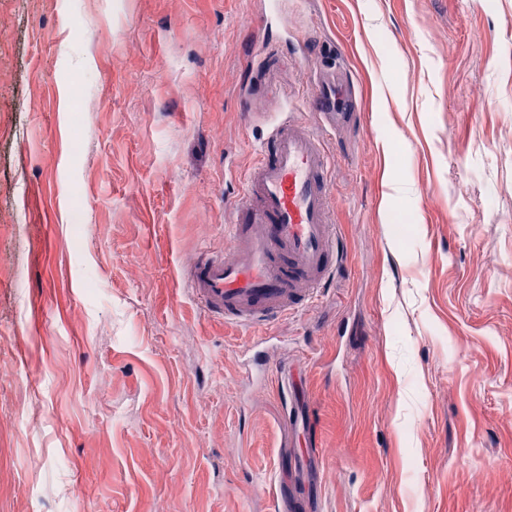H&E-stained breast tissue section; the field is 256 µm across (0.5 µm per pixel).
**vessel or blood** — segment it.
<instances>
[{"label": "vessel or blood", "mask_w": 512, "mask_h": 512, "mask_svg": "<svg viewBox=\"0 0 512 512\" xmlns=\"http://www.w3.org/2000/svg\"><path fill=\"white\" fill-rule=\"evenodd\" d=\"M263 103L270 121L230 204L225 249L187 271L203 312L244 327L314 305L340 269L332 162L320 130L346 109V87L331 69L312 79L309 111H284L273 95Z\"/></svg>", "instance_id": "1"}]
</instances>
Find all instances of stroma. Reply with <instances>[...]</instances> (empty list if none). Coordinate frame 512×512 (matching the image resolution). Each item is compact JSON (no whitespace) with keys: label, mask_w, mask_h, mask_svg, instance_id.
<instances>
[{"label":"stroma","mask_w":512,"mask_h":512,"mask_svg":"<svg viewBox=\"0 0 512 512\" xmlns=\"http://www.w3.org/2000/svg\"><path fill=\"white\" fill-rule=\"evenodd\" d=\"M283 6L357 110L342 270L254 330L186 271L308 102L268 0H0V512H512V0Z\"/></svg>","instance_id":"1"}]
</instances>
